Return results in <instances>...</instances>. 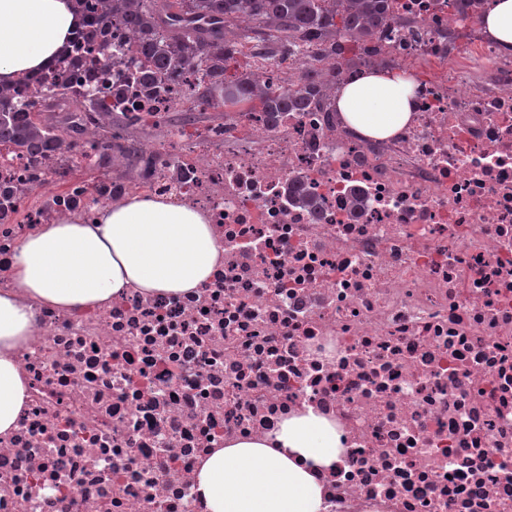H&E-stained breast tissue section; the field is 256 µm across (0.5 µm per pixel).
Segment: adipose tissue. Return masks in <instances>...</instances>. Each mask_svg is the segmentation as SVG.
<instances>
[{
    "label": "adipose tissue",
    "instance_id": "obj_1",
    "mask_svg": "<svg viewBox=\"0 0 512 512\" xmlns=\"http://www.w3.org/2000/svg\"><path fill=\"white\" fill-rule=\"evenodd\" d=\"M76 23L71 0H0V84L51 64ZM480 28L500 53L512 55V0H489ZM418 89L405 72L364 69L338 89L335 107L354 136L387 140L411 126ZM221 262L203 212L144 193L104 207L94 223L70 215L29 232L9 264L13 286L0 290V437L27 409L16 356L32 332V301L79 309L131 288L190 294ZM341 448L327 418L293 413L263 439L213 450L196 471L195 493L203 512H322V477Z\"/></svg>",
    "mask_w": 512,
    "mask_h": 512
}]
</instances>
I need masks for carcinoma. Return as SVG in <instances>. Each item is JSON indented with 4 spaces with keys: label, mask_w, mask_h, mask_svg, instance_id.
Here are the masks:
<instances>
[{
    "label": "carcinoma",
    "mask_w": 512,
    "mask_h": 512,
    "mask_svg": "<svg viewBox=\"0 0 512 512\" xmlns=\"http://www.w3.org/2000/svg\"><path fill=\"white\" fill-rule=\"evenodd\" d=\"M79 23L73 38L95 45L90 66L68 72L57 66L28 80L40 90L28 97L0 86V147L39 160L69 158L73 126L60 127L34 113L39 102L64 86L90 112L98 113L97 163L119 166L127 152L112 147V130L124 132L123 106L133 89L156 99L187 73L195 76L192 95L215 108L260 101L273 119L280 112H301L326 100L327 76L354 65L352 54L368 55L370 44L387 27L388 0H73ZM133 42L138 67L112 84V34ZM314 50V61L276 86L256 73L231 71L248 47L250 56L269 63L300 45Z\"/></svg>",
    "instance_id": "obj_1"
}]
</instances>
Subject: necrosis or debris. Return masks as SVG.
Segmentation results:
<instances>
[{"instance_id": "4bbe7bcc", "label": "necrosis or debris", "mask_w": 512, "mask_h": 512, "mask_svg": "<svg viewBox=\"0 0 512 512\" xmlns=\"http://www.w3.org/2000/svg\"><path fill=\"white\" fill-rule=\"evenodd\" d=\"M454 4L390 2L379 54L435 76L388 141L241 109L135 148L142 179L58 188L0 148V290L34 226L137 192L207 212L224 248L189 296L35 306L0 512H202L200 457L308 410L344 447L323 512H512V59L479 37L449 68ZM298 176L316 210L288 202Z\"/></svg>"}]
</instances>
